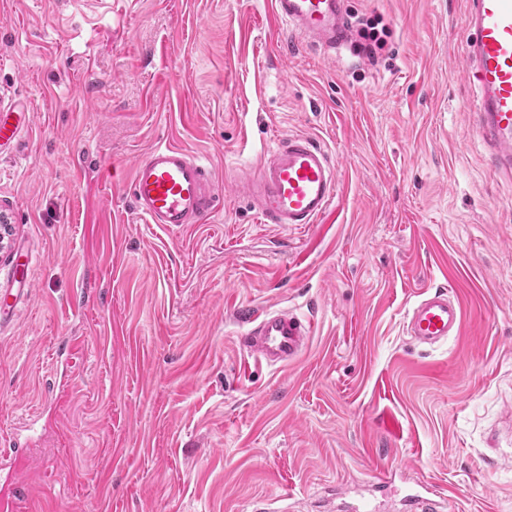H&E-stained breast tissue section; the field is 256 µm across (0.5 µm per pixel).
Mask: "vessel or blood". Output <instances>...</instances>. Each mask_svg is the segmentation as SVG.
Listing matches in <instances>:
<instances>
[{
  "label": "vessel or blood",
  "instance_id": "b4317fda",
  "mask_svg": "<svg viewBox=\"0 0 512 512\" xmlns=\"http://www.w3.org/2000/svg\"><path fill=\"white\" fill-rule=\"evenodd\" d=\"M346 0H268L269 13L296 40L321 51L346 46L351 29ZM459 53L477 88L469 132L487 143L497 171L512 173V0H467ZM26 102L0 108V152L15 147L28 125ZM245 194L265 222L281 229L307 227L321 218L339 186L338 169L329 154L304 133L280 138L264 152L255 172L243 179ZM224 185L184 147L159 144L133 164L130 195L147 223L183 228L207 223L217 210ZM14 285L0 291V328L10 324L31 291L29 263L17 265ZM462 308L446 290L421 295L409 310L407 336L420 346L435 347L457 335ZM313 326L288 309H272L251 318L239 338L248 358L285 367L306 350ZM401 512H447L449 503L435 488L409 494Z\"/></svg>",
  "mask_w": 512,
  "mask_h": 512
}]
</instances>
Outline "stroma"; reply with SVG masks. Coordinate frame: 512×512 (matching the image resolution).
Here are the masks:
<instances>
[{
  "label": "stroma",
  "mask_w": 512,
  "mask_h": 512,
  "mask_svg": "<svg viewBox=\"0 0 512 512\" xmlns=\"http://www.w3.org/2000/svg\"><path fill=\"white\" fill-rule=\"evenodd\" d=\"M355 45L284 44L267 0H0V107L30 123L0 155V289L34 284L0 331V470L15 512H324L369 470L512 512V179L468 135L466 0H348ZM304 132L339 170L310 227L265 223L236 178ZM175 143L224 176L207 224L145 223L135 158ZM462 307L429 349L404 331L426 290ZM314 323L304 355L246 361L249 315ZM79 339L73 352L64 339ZM382 23V18L374 16L362 22V27L359 29V37L361 42L357 47L359 51L364 52L370 58L375 59L379 51L383 50L387 41L386 37L390 36V30L386 25H382L380 30L378 25Z\"/></svg>",
  "instance_id": "35a3bbf8"
}]
</instances>
